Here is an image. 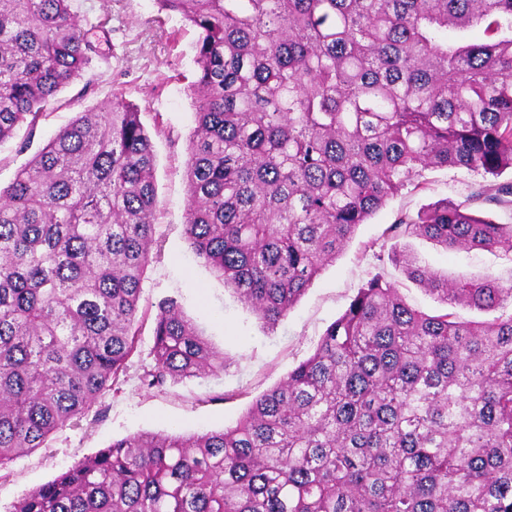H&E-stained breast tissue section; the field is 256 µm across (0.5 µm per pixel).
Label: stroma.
I'll use <instances>...</instances> for the list:
<instances>
[{"mask_svg": "<svg viewBox=\"0 0 512 512\" xmlns=\"http://www.w3.org/2000/svg\"><path fill=\"white\" fill-rule=\"evenodd\" d=\"M70 5L83 26L107 18L108 40L82 79L45 106L27 151H19L15 139L0 145V184L9 183L33 152L77 112L118 100L134 104L156 156L159 252L142 283L140 308L148 317L119 384L104 392L77 424L57 431L46 447L0 466V512H8L24 494L112 440L142 432L190 435L234 425L257 396L313 353L326 327L376 272H383L412 307L439 311L441 305L433 296L392 264L377 259L375 245L410 250L423 264L452 278L492 274L512 279L511 253L454 251L415 237L389 238L388 228L400 215H416L422 207L445 199L467 203L476 215L512 224V210L471 200L480 175L464 169L428 170L419 186H407L358 226L336 261L316 277L286 318L273 327L264 326L212 275L184 233L186 144L195 126L191 84L197 68L196 30L179 16L161 12L157 0H70ZM166 299L175 300L185 318L223 354V372L171 381L161 388L143 386L140 376L154 364L152 317Z\"/></svg>", "mask_w": 512, "mask_h": 512, "instance_id": "35a3bbf8", "label": "stroma"}]
</instances>
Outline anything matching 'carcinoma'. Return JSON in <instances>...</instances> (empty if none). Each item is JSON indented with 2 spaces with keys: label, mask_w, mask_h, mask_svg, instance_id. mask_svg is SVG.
Wrapping results in <instances>:
<instances>
[{
  "label": "carcinoma",
  "mask_w": 512,
  "mask_h": 512,
  "mask_svg": "<svg viewBox=\"0 0 512 512\" xmlns=\"http://www.w3.org/2000/svg\"><path fill=\"white\" fill-rule=\"evenodd\" d=\"M197 31L185 236L268 325L359 225L434 168L492 177L512 209V0H157ZM70 0H0V144L101 54ZM485 26L487 41L448 44ZM141 112H83L0 185V464L44 447L137 352L156 245ZM393 239L512 251V224L442 200ZM387 260L463 320L407 305L380 272L313 353L230 427L140 433L11 512H512V279ZM144 385L224 371L161 303Z\"/></svg>",
  "instance_id": "carcinoma-1"
}]
</instances>
